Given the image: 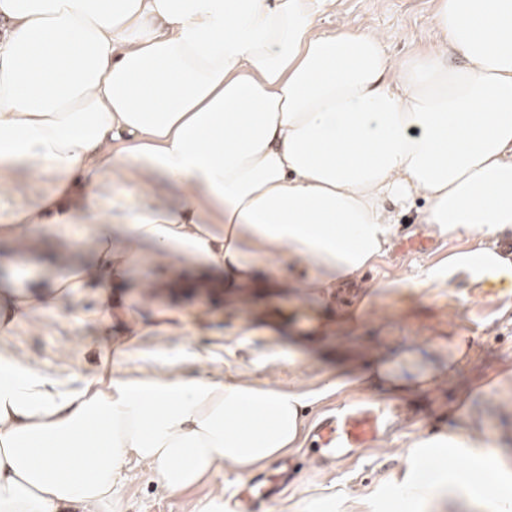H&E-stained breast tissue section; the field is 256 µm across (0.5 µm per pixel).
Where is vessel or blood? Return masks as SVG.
Returning <instances> with one entry per match:
<instances>
[{
	"mask_svg": "<svg viewBox=\"0 0 512 512\" xmlns=\"http://www.w3.org/2000/svg\"><path fill=\"white\" fill-rule=\"evenodd\" d=\"M405 416L401 405H392L388 417L371 408H359L340 415L322 419L314 430V448L321 458L337 460L346 456L350 449L368 445L376 440L383 430L385 421H399ZM286 473L254 479L238 488L232 496V512H253L257 502H273L280 495Z\"/></svg>",
	"mask_w": 512,
	"mask_h": 512,
	"instance_id": "1",
	"label": "vessel or blood"
}]
</instances>
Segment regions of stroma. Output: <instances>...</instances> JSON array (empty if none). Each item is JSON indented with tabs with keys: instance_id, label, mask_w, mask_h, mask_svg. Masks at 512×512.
<instances>
[{
	"instance_id": "stroma-1",
	"label": "stroma",
	"mask_w": 512,
	"mask_h": 512,
	"mask_svg": "<svg viewBox=\"0 0 512 512\" xmlns=\"http://www.w3.org/2000/svg\"><path fill=\"white\" fill-rule=\"evenodd\" d=\"M432 9V0H338L336 11L323 16L318 27L324 32L383 30L386 52L401 59L427 48ZM51 189L46 179L20 176L10 192L0 196V214L38 205ZM426 208L418 199L398 213L399 230L389 251L366 272L358 288L343 289L339 302L331 306L332 312H339L341 300L356 297L363 288L373 297L370 309L355 325L327 336L315 334L322 309L314 301L276 288L232 302L215 276L184 257L156 253L112 286L113 300L137 314L144 327L125 355L110 354L107 341L122 329L115 321L92 317L97 302L90 295L65 298L55 308L35 313L8 335H0V351L65 379L91 374L107 356L116 377L230 374L299 392L344 379V388L310 402L305 424L324 411L360 400L380 409L403 404L411 421L330 473L310 469L301 448L290 449L293 470L287 491L272 505L256 504L253 512H398L401 500L394 486L408 465V450L432 435H494L501 457L512 464V288L492 295L464 273L415 295L386 288L392 281L417 278L447 260L449 252L475 245L472 235L433 236L421 222ZM85 235L81 225L67 239L50 227L36 226L29 230L23 255L0 242V287L44 279L72 263L92 265L95 251ZM417 237L430 240L427 253L407 251L408 240ZM143 281L153 283L151 294L141 292ZM163 311L176 314L164 326L156 321ZM460 337L466 349H459ZM371 353L389 363V373L396 377H431L446 368L452 374L434 387L402 397L383 388L352 387ZM241 483L236 472L227 470L199 488L176 494L159 486L146 466L135 463L119 489L122 512H195L199 500L229 495Z\"/></svg>"
}]
</instances>
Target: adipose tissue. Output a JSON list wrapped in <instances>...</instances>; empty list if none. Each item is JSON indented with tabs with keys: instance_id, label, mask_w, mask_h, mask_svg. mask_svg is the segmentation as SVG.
Listing matches in <instances>:
<instances>
[{
	"instance_id": "ef3b65f1",
	"label": "adipose tissue",
	"mask_w": 512,
	"mask_h": 512,
	"mask_svg": "<svg viewBox=\"0 0 512 512\" xmlns=\"http://www.w3.org/2000/svg\"><path fill=\"white\" fill-rule=\"evenodd\" d=\"M433 2L431 48L394 62L383 31H318L336 0H0V194L22 171L54 185L0 221V242L21 251L31 226L83 224L96 254L1 291L0 334L35 305L106 299L149 249L228 288L283 279L328 301L387 252L393 208L418 196L434 235L477 238L425 281L463 271L512 288L496 246L512 231V0ZM306 401L208 375L65 380L0 353V512H120L133 460L173 493L251 472L295 447ZM491 446L418 444L395 490L466 494L445 461L485 452L487 506L512 512V470Z\"/></svg>"
}]
</instances>
